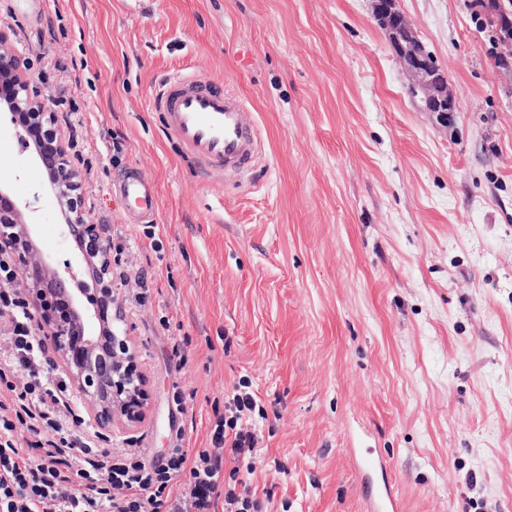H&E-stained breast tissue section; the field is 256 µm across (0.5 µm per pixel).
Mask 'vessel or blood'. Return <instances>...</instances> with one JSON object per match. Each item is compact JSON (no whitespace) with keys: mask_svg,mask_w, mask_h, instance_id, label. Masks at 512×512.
I'll return each instance as SVG.
<instances>
[{"mask_svg":"<svg viewBox=\"0 0 512 512\" xmlns=\"http://www.w3.org/2000/svg\"><path fill=\"white\" fill-rule=\"evenodd\" d=\"M151 107L160 112L169 132L204 176L240 178L249 173L262 155L261 140L253 112L234 91L201 71L180 70L165 77L152 96ZM133 223L154 218L158 193L129 168L112 185ZM365 481L368 512H401L399 498L388 480H376L385 471L373 452L358 459Z\"/></svg>","mask_w":512,"mask_h":512,"instance_id":"1","label":"vessel or blood"}]
</instances>
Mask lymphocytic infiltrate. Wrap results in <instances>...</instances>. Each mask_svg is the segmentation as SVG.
Instances as JSON below:
<instances>
[{
	"label": "lymphocytic infiltrate",
	"instance_id": "obj_1",
	"mask_svg": "<svg viewBox=\"0 0 512 512\" xmlns=\"http://www.w3.org/2000/svg\"><path fill=\"white\" fill-rule=\"evenodd\" d=\"M16 276L0 254V512H256L257 504L224 489V455L252 456L258 439L238 430L256 407L252 394L234 395L227 425L212 447L189 456L170 449L158 462L79 439L81 421L66 381L42 373L44 348L27 302L11 287Z\"/></svg>",
	"mask_w": 512,
	"mask_h": 512
}]
</instances>
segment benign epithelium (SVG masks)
<instances>
[{"label":"benign epithelium","instance_id":"benign-epithelium-1","mask_svg":"<svg viewBox=\"0 0 512 512\" xmlns=\"http://www.w3.org/2000/svg\"><path fill=\"white\" fill-rule=\"evenodd\" d=\"M372 13L386 29L396 54L413 81L428 90L424 110L448 126L455 99L448 77L437 74L419 44L398 33L397 0H371ZM20 127L23 148L33 149L46 171L53 197L65 215L62 237L72 243L77 261H59L44 254L35 240L34 223L24 218L22 206L0 178V252L10 253L18 273L15 286L36 310L42 340L49 341L55 359L82 395L87 412L104 428L119 421L127 428L143 422L149 401L145 376L127 332L112 327V312L119 309L112 279L110 239L101 224L90 221L82 185L62 145L56 113L48 98L27 75L25 60L0 32V121ZM86 274L92 290L69 287ZM87 303H82L80 295Z\"/></svg>","mask_w":512,"mask_h":512}]
</instances>
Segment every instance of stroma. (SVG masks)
<instances>
[{"mask_svg":"<svg viewBox=\"0 0 512 512\" xmlns=\"http://www.w3.org/2000/svg\"><path fill=\"white\" fill-rule=\"evenodd\" d=\"M474 2L398 0L455 95L442 128L370 0H0L89 218L125 246L113 271L141 276L118 293L146 418L104 447L196 453L245 383L259 442L225 485L262 512H368L367 449L402 512H512V73ZM186 67L255 116L241 181L198 177L148 106ZM2 146L41 248L72 258L45 171L14 127ZM132 166L151 239L112 192Z\"/></svg>","mask_w":512,"mask_h":512,"instance_id":"stroma-1","label":"stroma"}]
</instances>
